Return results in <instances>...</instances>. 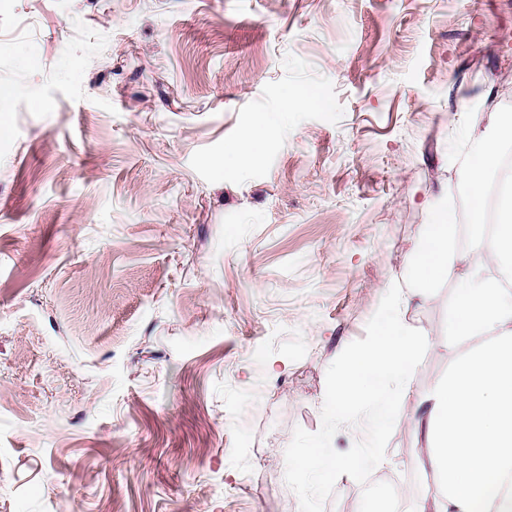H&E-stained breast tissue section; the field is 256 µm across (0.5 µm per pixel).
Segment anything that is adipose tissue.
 <instances>
[{
  "label": "adipose tissue",
  "mask_w": 512,
  "mask_h": 512,
  "mask_svg": "<svg viewBox=\"0 0 512 512\" xmlns=\"http://www.w3.org/2000/svg\"><path fill=\"white\" fill-rule=\"evenodd\" d=\"M483 120L487 132L466 169V184L473 226L485 223L486 197L499 203L484 261L449 258L456 219L447 206L433 207L410 259L416 296L429 297L439 283L453 281L448 332L459 347L447 374L415 402V424L425 436L417 461L433 485L414 512H512V294L505 289L512 282V177H495L504 147L512 144V119L488 112ZM400 304V298L390 299L370 342L343 361L339 389L328 402L334 419L365 418L357 431L365 452L345 462L333 449H313L305 467L317 482L335 479L341 468L355 470L379 460L372 440L394 419L396 393L409 385L420 353L430 345L429 337L403 326Z\"/></svg>",
  "instance_id": "1"
}]
</instances>
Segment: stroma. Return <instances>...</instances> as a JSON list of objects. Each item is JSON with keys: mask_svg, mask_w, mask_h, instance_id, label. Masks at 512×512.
<instances>
[{"mask_svg": "<svg viewBox=\"0 0 512 512\" xmlns=\"http://www.w3.org/2000/svg\"><path fill=\"white\" fill-rule=\"evenodd\" d=\"M0 85L24 89L0 139V512L420 497L410 416L453 359L449 282L401 308L432 344L383 465L293 466L360 451L336 372L466 187L461 113L512 104V0H0ZM304 86L321 106L285 111ZM261 115V154L230 159Z\"/></svg>", "mask_w": 512, "mask_h": 512, "instance_id": "obj_1", "label": "stroma"}]
</instances>
